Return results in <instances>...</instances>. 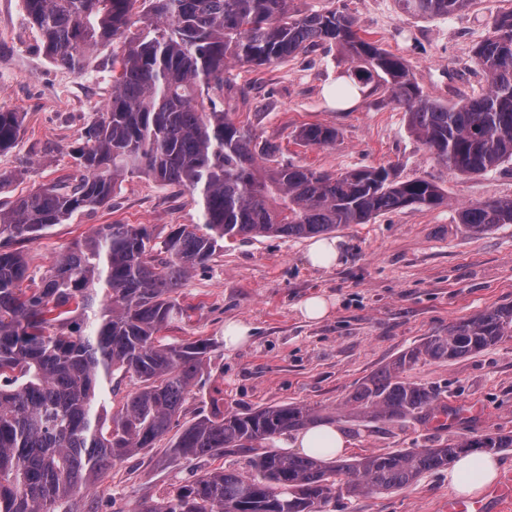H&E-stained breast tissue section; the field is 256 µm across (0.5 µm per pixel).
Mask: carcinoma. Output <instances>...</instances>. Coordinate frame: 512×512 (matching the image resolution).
Segmentation results:
<instances>
[{
  "instance_id": "1",
  "label": "carcinoma",
  "mask_w": 512,
  "mask_h": 512,
  "mask_svg": "<svg viewBox=\"0 0 512 512\" xmlns=\"http://www.w3.org/2000/svg\"><path fill=\"white\" fill-rule=\"evenodd\" d=\"M46 55L80 69L110 44L112 98L84 131L82 174L0 202V512H58L105 470L154 448L180 414L213 348L208 338L170 342L160 332L187 315L179 290L226 239L311 237L417 205L435 208L436 183L398 179L383 166L337 175L274 160L277 148L230 118L217 99L232 61L272 65L320 46L360 63L348 77L406 107L419 140L460 174L512 161V10L495 16L474 56L487 88L459 105L425 95L404 61L359 36L349 15L299 14L290 0H24ZM418 17L451 16L474 0H397ZM139 14L143 28L130 33ZM22 115L0 110V151L12 147ZM333 126L307 124L296 144L336 142ZM144 174L200 198L203 223L179 224L152 242L144 224H102L40 276L16 245L77 214L108 206L126 175ZM474 233L512 224V201L459 212ZM512 337V304L453 322L365 378L336 413L289 403L203 415L169 440L173 457L251 456L252 473L218 470L139 512H322L332 500L403 489L471 448H512V432L328 461L274 449L283 435L333 419L430 423L458 415L432 386L402 377L423 359L445 362ZM134 381L117 409L102 381Z\"/></svg>"
}]
</instances>
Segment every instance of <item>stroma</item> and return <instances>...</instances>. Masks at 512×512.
Masks as SVG:
<instances>
[{"mask_svg": "<svg viewBox=\"0 0 512 512\" xmlns=\"http://www.w3.org/2000/svg\"><path fill=\"white\" fill-rule=\"evenodd\" d=\"M291 6L301 13H349L362 37L402 57L423 92L451 106L485 89L474 50L490 35L493 18L512 9V0H475L469 10L433 18L404 14L395 0H292ZM108 55L105 49L91 55L79 72L55 64L23 0H0V108L24 115L17 142L0 151V173L15 176L0 189V201L78 173L74 150L112 93ZM353 68L338 50L320 48L269 67L235 64L227 73L224 108L235 121L250 124L260 140L276 144L280 162L331 173L382 165L404 179L437 183L448 200L437 208L409 206L338 229L345 259L329 269L307 262L304 238L225 241L183 283L179 300L188 315L164 331L172 340L214 342L174 430L216 410L296 403L335 411L364 378L425 337L512 304V224L475 234L458 217L471 204L512 200V161L479 175L454 173L410 131L405 109L381 90L351 110L337 111L324 91ZM305 124L336 127L335 144H295L293 135ZM202 221V208L189 194L129 175L111 205L55 225L20 248L31 271L41 273L101 224H144L160 242L172 226ZM319 293L336 305L323 321H306L299 304ZM232 319L249 324L251 334L229 351L224 324ZM404 376L438 387L449 407L462 409V421L445 430L418 422L345 421L350 455L512 431V338L445 363L418 361ZM224 467L242 470L246 460L236 454L175 460L164 448L145 450L80 492L72 510L137 512L143 502ZM452 494L442 468L404 489L336 498L325 512H445Z\"/></svg>", "mask_w": 512, "mask_h": 512, "instance_id": "stroma-1", "label": "stroma"}]
</instances>
